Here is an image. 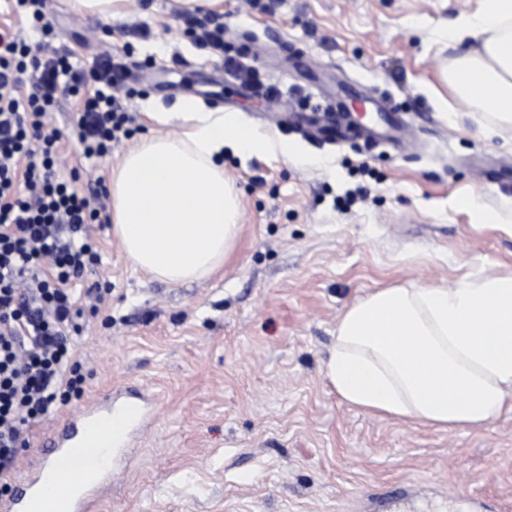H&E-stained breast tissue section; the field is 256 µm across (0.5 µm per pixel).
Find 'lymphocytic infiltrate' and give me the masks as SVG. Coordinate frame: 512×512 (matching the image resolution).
I'll return each mask as SVG.
<instances>
[{"mask_svg": "<svg viewBox=\"0 0 512 512\" xmlns=\"http://www.w3.org/2000/svg\"><path fill=\"white\" fill-rule=\"evenodd\" d=\"M36 80L25 86L23 76ZM84 91L78 72L49 44L0 31V478L10 475L28 426L82 392L72 343L85 316L70 284L97 263L88 235L100 211L58 177L60 139L45 121L60 87L81 95L84 158L105 156L130 121L115 88L127 78L103 62Z\"/></svg>", "mask_w": 512, "mask_h": 512, "instance_id": "lymphocytic-infiltrate-1", "label": "lymphocytic infiltrate"}]
</instances>
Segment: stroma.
Returning a JSON list of instances; mask_svg holds the SVG:
<instances>
[{
	"label": "stroma",
	"instance_id": "35a3bbf8",
	"mask_svg": "<svg viewBox=\"0 0 512 512\" xmlns=\"http://www.w3.org/2000/svg\"><path fill=\"white\" fill-rule=\"evenodd\" d=\"M482 0H130L116 22L49 0L54 32L32 10L0 0V29L50 40L75 70L116 56L131 78L118 92L133 121L109 154L85 159L78 99L59 94L48 116L62 132L56 170L91 196L111 167L186 99L270 143L224 152L240 199L231 255L204 280L171 287L128 262L109 219L93 224L99 261L72 284L77 305L97 285L77 359L83 394L30 429L10 486L51 432L110 391L131 386L152 403L150 424L99 498L97 512H512V412L478 428L438 429L349 406L325 376L348 306L380 288L512 274V180L472 167L512 161V126L453 101L444 76L461 46L448 27ZM223 23L259 84L224 69L193 27ZM349 86L387 93L418 147L395 153L361 140L336 145L284 130L272 116L291 100ZM276 88L266 101L265 88Z\"/></svg>",
	"mask_w": 512,
	"mask_h": 512
}]
</instances>
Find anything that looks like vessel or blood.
Returning a JSON list of instances; mask_svg holds the SVG:
<instances>
[{
	"label": "vessel or blood",
	"instance_id": "b4317fda",
	"mask_svg": "<svg viewBox=\"0 0 512 512\" xmlns=\"http://www.w3.org/2000/svg\"><path fill=\"white\" fill-rule=\"evenodd\" d=\"M360 104L358 112L337 114L323 104L328 133L339 128L357 131L366 143L380 144L382 134L366 115H376L389 126L399 123L377 92L350 89ZM147 399L137 390L112 392L81 410L51 436V444L33 464L16 497L0 502V512H93L99 493L112 479L115 465L130 446L144 420Z\"/></svg>",
	"mask_w": 512,
	"mask_h": 512
}]
</instances>
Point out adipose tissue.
I'll return each mask as SVG.
<instances>
[{
  "instance_id": "adipose-tissue-1",
  "label": "adipose tissue",
  "mask_w": 512,
  "mask_h": 512,
  "mask_svg": "<svg viewBox=\"0 0 512 512\" xmlns=\"http://www.w3.org/2000/svg\"><path fill=\"white\" fill-rule=\"evenodd\" d=\"M451 42L477 41L446 76L467 108L491 104L512 124V0H484L456 24ZM180 136L143 137L112 169V230L133 266L170 285L210 275L238 231L239 199L224 176V151L266 143L232 112L184 101ZM325 374L347 404L427 425L480 427L512 410V276L452 288H381L349 306L336 327Z\"/></svg>"
}]
</instances>
